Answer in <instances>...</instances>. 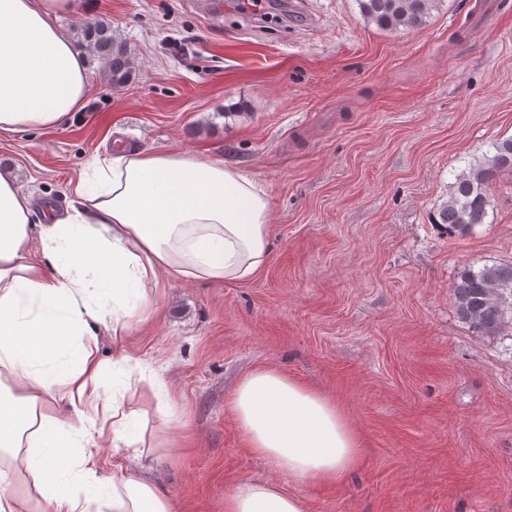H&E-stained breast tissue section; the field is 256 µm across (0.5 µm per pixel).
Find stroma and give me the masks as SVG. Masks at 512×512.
<instances>
[{
	"mask_svg": "<svg viewBox=\"0 0 512 512\" xmlns=\"http://www.w3.org/2000/svg\"><path fill=\"white\" fill-rule=\"evenodd\" d=\"M97 0L59 24L86 53L85 111L0 133V167L65 211L71 180L114 144L217 157L270 197V253L246 282L172 281L122 341L100 390L144 405L157 448L99 449L100 475L150 479L174 512H224L249 480L303 512H512V327L457 316L463 267L512 265V171L484 224L434 223L448 186L512 138V0H441L425 25L387 30L356 0ZM129 65L112 81L82 21ZM274 368L337 402L363 452L338 480L290 477L235 425L238 382ZM141 403V402H140Z\"/></svg>",
	"mask_w": 512,
	"mask_h": 512,
	"instance_id": "stroma-1",
	"label": "stroma"
}]
</instances>
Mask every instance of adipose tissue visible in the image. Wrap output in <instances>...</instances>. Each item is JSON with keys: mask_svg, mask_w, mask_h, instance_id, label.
<instances>
[{"mask_svg": "<svg viewBox=\"0 0 512 512\" xmlns=\"http://www.w3.org/2000/svg\"><path fill=\"white\" fill-rule=\"evenodd\" d=\"M93 0H0V132L51 129L84 111L86 58L57 23ZM64 216L36 214L0 171V512H173L160 486L98 475L97 448L142 457L145 427L101 376L98 330L120 339L167 278L245 281L267 263L266 186L224 161L123 148L92 157ZM230 411L248 448L297 478L339 479L361 454L342 409L272 368L238 384ZM25 465H18V458ZM224 512H302L263 481Z\"/></svg>", "mask_w": 512, "mask_h": 512, "instance_id": "adipose-tissue-1", "label": "adipose tissue"}]
</instances>
